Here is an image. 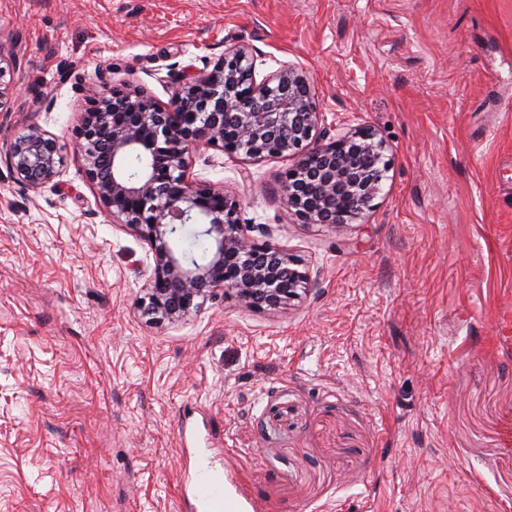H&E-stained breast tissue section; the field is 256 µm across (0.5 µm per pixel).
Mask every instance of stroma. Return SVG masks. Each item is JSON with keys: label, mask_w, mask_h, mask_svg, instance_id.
I'll list each match as a JSON object with an SVG mask.
<instances>
[{"label": "stroma", "mask_w": 512, "mask_h": 512, "mask_svg": "<svg viewBox=\"0 0 512 512\" xmlns=\"http://www.w3.org/2000/svg\"><path fill=\"white\" fill-rule=\"evenodd\" d=\"M239 45L391 166L334 227L283 205L292 158L194 151L309 282L152 322L148 247L74 133L112 87L165 104ZM0 48V512H181L185 421L258 512H512V0H0ZM34 126L63 163L31 192L6 154Z\"/></svg>", "instance_id": "stroma-1"}]
</instances>
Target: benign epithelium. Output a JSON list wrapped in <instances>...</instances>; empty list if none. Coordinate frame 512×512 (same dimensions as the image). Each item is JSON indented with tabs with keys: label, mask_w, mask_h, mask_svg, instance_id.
<instances>
[{
	"label": "benign epithelium",
	"mask_w": 512,
	"mask_h": 512,
	"mask_svg": "<svg viewBox=\"0 0 512 512\" xmlns=\"http://www.w3.org/2000/svg\"><path fill=\"white\" fill-rule=\"evenodd\" d=\"M320 116L306 71L288 65L259 80L245 46L184 79L167 105L128 87L93 101L75 132V150L112 223L149 248L146 315L176 324L220 294L258 311H277L299 297L307 273L265 240L266 226L241 223L235 195L192 181L189 156L199 146H218L254 161L293 157L281 176L288 212L306 224H350L373 207L389 166L386 147L369 127L331 137L319 131ZM134 155L145 167L131 176ZM6 160L35 192L59 175L60 147L32 127L10 144ZM183 224L203 226L211 244L205 262H190L173 246Z\"/></svg>",
	"instance_id": "benign-epithelium-1"
}]
</instances>
